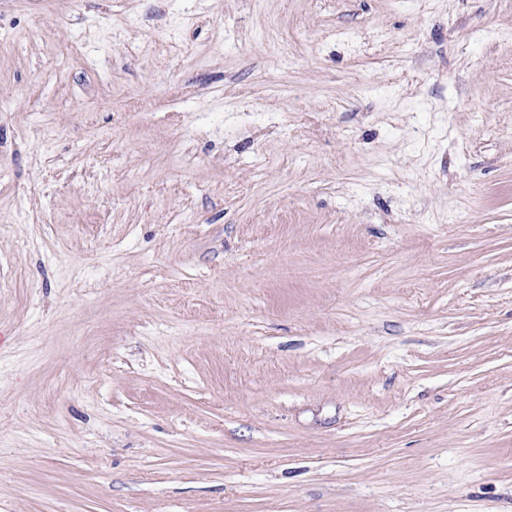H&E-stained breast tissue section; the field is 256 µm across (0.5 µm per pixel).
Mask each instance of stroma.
<instances>
[{"label": "stroma", "instance_id": "1", "mask_svg": "<svg viewBox=\"0 0 512 512\" xmlns=\"http://www.w3.org/2000/svg\"><path fill=\"white\" fill-rule=\"evenodd\" d=\"M0 512H512V0H0Z\"/></svg>", "mask_w": 512, "mask_h": 512}]
</instances>
